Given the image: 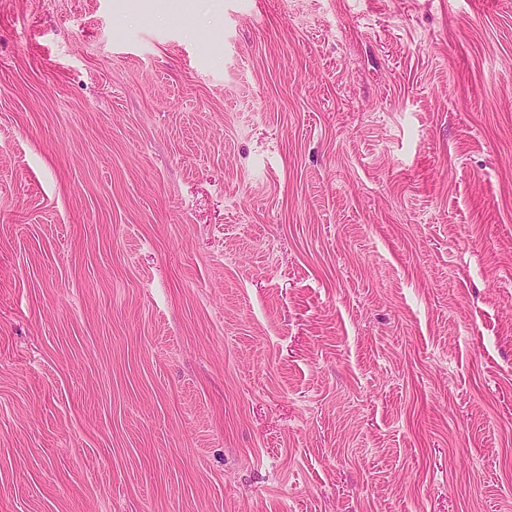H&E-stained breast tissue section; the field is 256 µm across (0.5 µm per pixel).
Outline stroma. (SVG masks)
<instances>
[{
    "mask_svg": "<svg viewBox=\"0 0 512 512\" xmlns=\"http://www.w3.org/2000/svg\"><path fill=\"white\" fill-rule=\"evenodd\" d=\"M0 512H512V0H0Z\"/></svg>",
    "mask_w": 512,
    "mask_h": 512,
    "instance_id": "35a3bbf8",
    "label": "stroma"
}]
</instances>
